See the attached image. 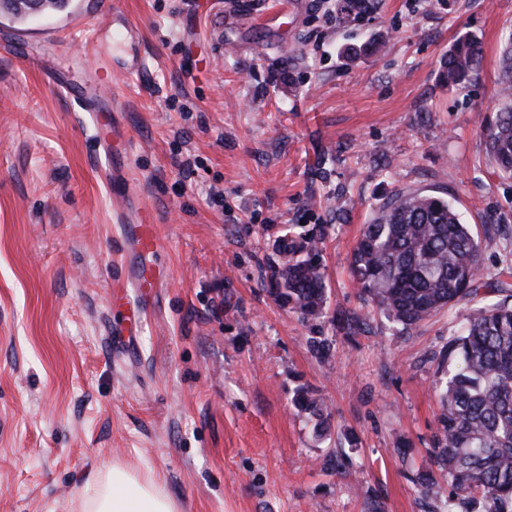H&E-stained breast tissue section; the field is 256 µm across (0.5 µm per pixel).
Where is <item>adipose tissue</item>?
I'll return each instance as SVG.
<instances>
[{"mask_svg": "<svg viewBox=\"0 0 512 512\" xmlns=\"http://www.w3.org/2000/svg\"><path fill=\"white\" fill-rule=\"evenodd\" d=\"M87 488L80 512H179L152 478L137 479L116 465L88 481Z\"/></svg>", "mask_w": 512, "mask_h": 512, "instance_id": "1", "label": "adipose tissue"}]
</instances>
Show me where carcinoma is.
Listing matches in <instances>:
<instances>
[{
  "mask_svg": "<svg viewBox=\"0 0 512 512\" xmlns=\"http://www.w3.org/2000/svg\"><path fill=\"white\" fill-rule=\"evenodd\" d=\"M68 0H0V15L14 20L65 8ZM482 42L458 35L441 64L451 89L468 87L483 61ZM501 91L512 93V31L504 37ZM486 153L496 171L512 178V100L484 130ZM281 262L269 265L271 293L304 318L322 314L325 284L318 241L283 236ZM350 272L377 309L409 329L453 302L498 297L474 307L461 335L441 352L448 374L437 382L443 413L433 464L443 473L448 503L482 512H512V289L481 276V243L461 223L448 200L424 192H398L364 225ZM292 405L326 430L324 400L305 390Z\"/></svg>",
  "mask_w": 512,
  "mask_h": 512,
  "instance_id": "obj_1",
  "label": "carcinoma"
}]
</instances>
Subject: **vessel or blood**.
<instances>
[{
    "label": "vessel or blood",
    "mask_w": 512,
    "mask_h": 512,
    "mask_svg": "<svg viewBox=\"0 0 512 512\" xmlns=\"http://www.w3.org/2000/svg\"><path fill=\"white\" fill-rule=\"evenodd\" d=\"M138 40L137 30L121 20L119 0H102L95 38L85 44L82 62L86 67L102 69L103 52L107 45L112 44L127 53V72H136L141 67L137 52ZM49 84L62 97L74 101L93 123L98 134L96 147L106 179L114 181L126 175L124 158L127 131L118 118L115 104L103 98L99 90L76 85L69 71L62 68L50 73ZM114 199L113 216L121 229L124 263L121 268V286L113 290L112 304L136 314L156 289L163 285L155 265L162 253V243L157 231V220L151 209L143 205L137 210H129L125 196L121 193L115 194Z\"/></svg>",
    "instance_id": "obj_1"
}]
</instances>
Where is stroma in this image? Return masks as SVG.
Segmentation results:
<instances>
[{"instance_id": "obj_1", "label": "stroma", "mask_w": 512, "mask_h": 512, "mask_svg": "<svg viewBox=\"0 0 512 512\" xmlns=\"http://www.w3.org/2000/svg\"><path fill=\"white\" fill-rule=\"evenodd\" d=\"M270 2L122 0L141 70L115 51L106 86L131 136L128 203L154 211L167 276L132 323L110 301L123 251L93 132L31 63L99 0L0 17V512H71L115 463L180 512H448L420 482L440 352L471 304L403 330L349 260L385 198L419 190L452 204L484 272L512 284V179L483 144L512 0H377L369 21L292 0L265 25ZM463 32L485 56L455 90L439 68ZM283 229L319 241V318L269 292ZM302 389L326 401L327 435L291 406Z\"/></svg>"}]
</instances>
